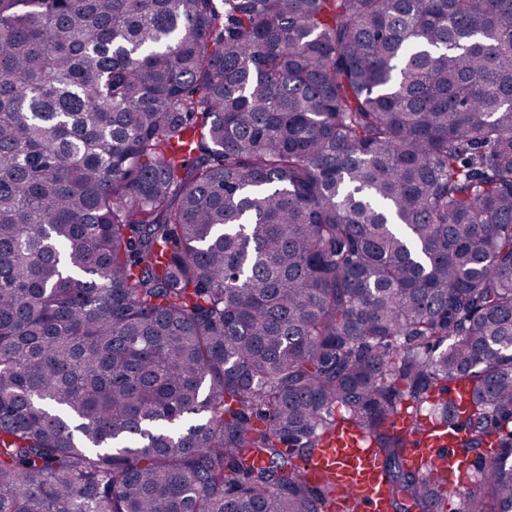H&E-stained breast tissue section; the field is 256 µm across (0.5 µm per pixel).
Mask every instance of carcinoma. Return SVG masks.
I'll list each match as a JSON object with an SVG mask.
<instances>
[{
  "label": "carcinoma",
  "instance_id": "cac0c4a2",
  "mask_svg": "<svg viewBox=\"0 0 512 512\" xmlns=\"http://www.w3.org/2000/svg\"><path fill=\"white\" fill-rule=\"evenodd\" d=\"M405 405L512 512V0H0V512H444ZM366 443L362 429L344 424L302 461L301 475L307 483L336 490L332 510L392 512L384 463Z\"/></svg>",
  "mask_w": 512,
  "mask_h": 512
}]
</instances>
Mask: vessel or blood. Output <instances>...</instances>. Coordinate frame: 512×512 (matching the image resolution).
Segmentation results:
<instances>
[{
    "label": "vessel or blood",
    "instance_id": "1",
    "mask_svg": "<svg viewBox=\"0 0 512 512\" xmlns=\"http://www.w3.org/2000/svg\"><path fill=\"white\" fill-rule=\"evenodd\" d=\"M456 442V432L422 426L419 440L408 442L404 450L405 461L450 486L457 473L472 466L458 454ZM301 475L307 483L335 490L336 512H392L384 464L357 426L346 424L327 436L321 448L302 461Z\"/></svg>",
    "mask_w": 512,
    "mask_h": 512
}]
</instances>
